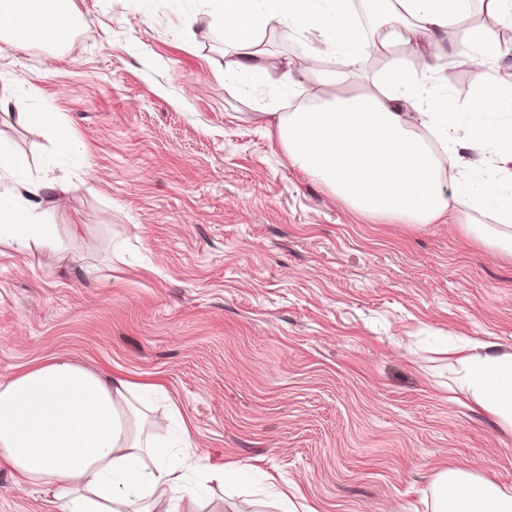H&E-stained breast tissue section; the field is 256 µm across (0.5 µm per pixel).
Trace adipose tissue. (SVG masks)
Wrapping results in <instances>:
<instances>
[{"mask_svg": "<svg viewBox=\"0 0 512 512\" xmlns=\"http://www.w3.org/2000/svg\"><path fill=\"white\" fill-rule=\"evenodd\" d=\"M214 24L224 29L233 59L228 73L245 71L263 84H292L290 72L273 78L262 64L269 27L319 33L324 50L310 58L325 82L347 79L364 52L352 0H210ZM375 17L372 35L388 47L404 35L426 38L430 60L421 67L393 65L374 78V91L339 95L315 106L277 115L274 129L291 162L353 209L394 215L408 224H431L445 215L450 197L496 212L512 225V113L503 94L512 72L495 75L497 95L482 97L479 120L467 123L448 105L438 85L448 65L487 64L483 38L463 31L462 48L442 58L449 24L467 17L470 0H366ZM0 14L26 17L10 43H68L73 22L68 0H0ZM465 137H458V130ZM487 152L486 177L464 174L445 188L442 168H455L460 146ZM54 181L20 183L0 193V242L54 243L42 199L67 193ZM459 386L500 426L512 430V353L468 340L456 347ZM150 388L57 355L0 381V465L27 487L44 489L59 512H183L187 473L201 469L206 482L245 472L199 467L189 433L183 460H168L166 444L146 422ZM436 512H512V496L474 475L468 464L436 480Z\"/></svg>", "mask_w": 512, "mask_h": 512, "instance_id": "adipose-tissue-1", "label": "adipose tissue"}]
</instances>
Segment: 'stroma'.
Listing matches in <instances>:
<instances>
[{"instance_id": "1", "label": "stroma", "mask_w": 512, "mask_h": 512, "mask_svg": "<svg viewBox=\"0 0 512 512\" xmlns=\"http://www.w3.org/2000/svg\"><path fill=\"white\" fill-rule=\"evenodd\" d=\"M71 9L63 51L0 37V141L23 163L0 191L71 185L42 205L57 248L0 243V380L54 354L162 385L200 465L250 467L187 512H258L277 491L297 512H434L438 474L463 463L512 494V432L443 353L465 339L512 353V256L468 230L492 214L462 200L463 224L365 215L292 165L254 115L334 94L307 72L318 34L267 30V64L295 79L267 86L225 79L206 0ZM423 50L363 56L346 86ZM459 71L469 114L512 47ZM36 112L81 154L59 158ZM0 512L56 509L0 467Z\"/></svg>"}]
</instances>
